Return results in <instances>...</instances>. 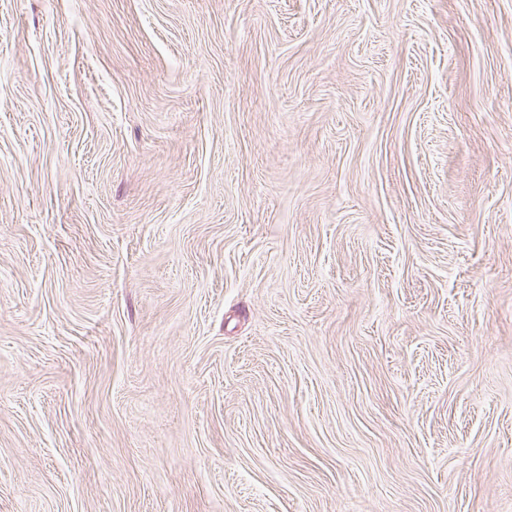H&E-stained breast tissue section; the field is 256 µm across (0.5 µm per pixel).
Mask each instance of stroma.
Segmentation results:
<instances>
[{
	"label": "stroma",
	"instance_id": "stroma-1",
	"mask_svg": "<svg viewBox=\"0 0 512 512\" xmlns=\"http://www.w3.org/2000/svg\"><path fill=\"white\" fill-rule=\"evenodd\" d=\"M0 512H512V0H0Z\"/></svg>",
	"mask_w": 512,
	"mask_h": 512
}]
</instances>
